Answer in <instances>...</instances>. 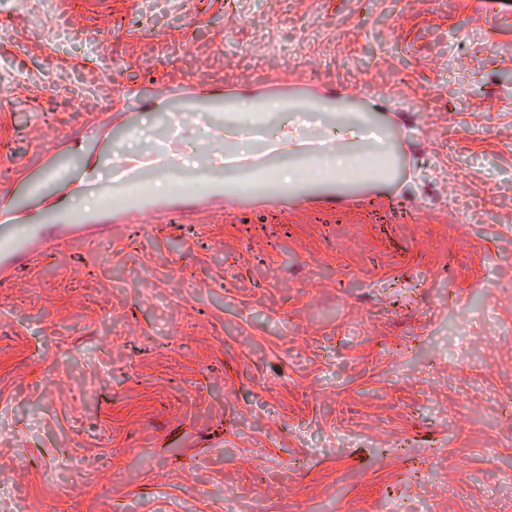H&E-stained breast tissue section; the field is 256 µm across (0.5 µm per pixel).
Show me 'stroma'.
<instances>
[{
	"label": "stroma",
	"instance_id": "obj_1",
	"mask_svg": "<svg viewBox=\"0 0 512 512\" xmlns=\"http://www.w3.org/2000/svg\"><path fill=\"white\" fill-rule=\"evenodd\" d=\"M227 96L369 113L394 176L215 204ZM165 147L172 220L79 185ZM1 184L109 226L0 286V512H512V0H0Z\"/></svg>",
	"mask_w": 512,
	"mask_h": 512
}]
</instances>
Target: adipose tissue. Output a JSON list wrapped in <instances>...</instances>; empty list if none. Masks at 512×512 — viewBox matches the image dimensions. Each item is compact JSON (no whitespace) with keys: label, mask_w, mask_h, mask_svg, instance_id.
<instances>
[{"label":"adipose tissue","mask_w":512,"mask_h":512,"mask_svg":"<svg viewBox=\"0 0 512 512\" xmlns=\"http://www.w3.org/2000/svg\"><path fill=\"white\" fill-rule=\"evenodd\" d=\"M335 135L322 139L317 151L306 153L302 147L306 138L300 127L283 125L280 134L270 143V151L295 156L280 175H272L254 161L253 155L225 150L227 161L236 170L246 172L256 188L262 191H296L308 182L305 168L322 163L337 172L339 181L350 178L373 181L388 180L394 169V154L381 125L365 112H341Z\"/></svg>","instance_id":"obj_1"}]
</instances>
